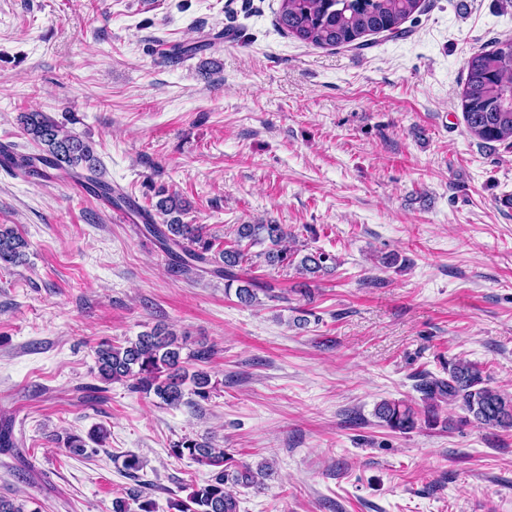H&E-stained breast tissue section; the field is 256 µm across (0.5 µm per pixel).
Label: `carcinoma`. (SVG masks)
I'll return each mask as SVG.
<instances>
[{
	"instance_id": "1",
	"label": "carcinoma",
	"mask_w": 512,
	"mask_h": 512,
	"mask_svg": "<svg viewBox=\"0 0 512 512\" xmlns=\"http://www.w3.org/2000/svg\"><path fill=\"white\" fill-rule=\"evenodd\" d=\"M421 8V0H280L276 23L279 29L299 41L320 47H346L360 50L365 37L405 33L402 25ZM224 39L218 32L208 42L174 43L164 57L180 60L194 56ZM463 119L468 132L482 144L505 143L512 146V38L496 40L489 50L473 54L467 61V78L460 93ZM18 123L29 141L37 147L33 154H19L15 145L0 143V165L23 174L48 176L53 170L83 181L98 200L117 208L125 207L142 221V231L150 235L170 260L176 272L190 275L208 272L229 282L239 281L237 268L249 262L245 247L266 246L263 252L271 266L294 267L311 280L329 274L337 265L336 256L327 252L298 257L288 247L292 233L283 224H239L234 244L223 248L204 224H185L181 215L186 201L161 188L153 208L141 207L130 195L112 186L107 171L94 152L93 142L70 133L65 124L45 112H22ZM29 243L14 227L0 225V267L26 264ZM240 303L257 301L251 281L236 288ZM186 338L165 325H157L123 344L101 345L95 362L101 381L124 382L127 388L146 398L155 397L168 407L190 404L196 408L210 398L211 379L203 370L191 371L181 356ZM448 377L429 372L418 376L416 390L422 408L403 400H384L375 416L393 432L408 433L418 425L419 415L436 427L443 423L441 407H458L461 423H476L487 428L512 429V395L489 386L483 369L468 361L454 359L445 368ZM17 447L12 418H0V450ZM169 454L185 456L198 464L214 468L210 479L191 487L184 499L171 504L175 512H238V501L226 484L251 486L271 476L266 463L252 468L247 463L232 467L233 459L209 441L183 437L169 445ZM155 502L141 484L112 500V512H155Z\"/></svg>"
}]
</instances>
